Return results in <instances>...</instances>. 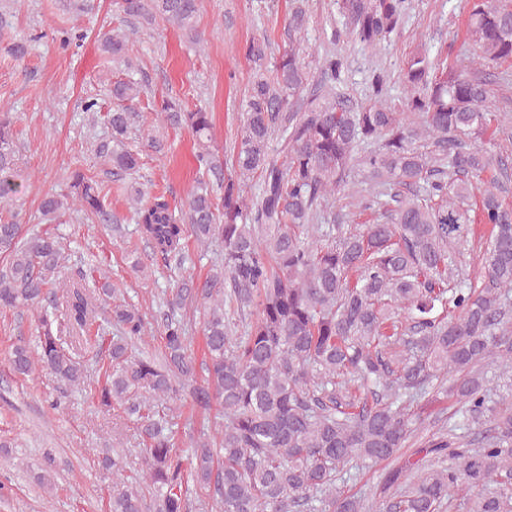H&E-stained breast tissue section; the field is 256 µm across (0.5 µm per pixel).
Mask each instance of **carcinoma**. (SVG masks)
<instances>
[{
    "label": "carcinoma",
    "mask_w": 512,
    "mask_h": 512,
    "mask_svg": "<svg viewBox=\"0 0 512 512\" xmlns=\"http://www.w3.org/2000/svg\"><path fill=\"white\" fill-rule=\"evenodd\" d=\"M118 5L198 39L199 0ZM303 5L291 0L288 32L304 27ZM332 7L375 50L401 28L409 0ZM102 46L114 62L125 56L117 35ZM468 46L473 70L411 52L398 102H388L379 69L354 107L334 91L345 65L336 51L313 73L292 43L270 63L266 42L247 41L245 56L263 72L242 103L237 180L224 178L210 114L164 100L166 124L195 138L199 176L179 217L165 196L132 188L138 232L180 267L188 237L222 246L224 257L166 298L155 355L136 352L153 335L146 313L110 302L116 289L102 276L88 286L84 274L71 279L59 236L0 216V308L38 321L35 345L13 346L12 371L76 388L96 374L99 404L123 406L140 430L139 470L126 474L115 450L99 463L112 475L110 512H194L195 501L213 512H512V159L487 139L490 129L512 139V112L485 108L486 69L512 62V0H472ZM141 89L132 78L110 89L112 135L95 155L114 178L139 168L126 139ZM15 136L0 111L1 208L24 189ZM254 177L259 191L247 197ZM69 188L46 195L42 215L74 206L122 232L101 182L75 169ZM187 311L203 329L201 382ZM93 325L106 347L80 357L66 334ZM185 398L224 411L189 464L167 406ZM377 466L370 492L351 491V470Z\"/></svg>",
    "instance_id": "cac0c4a2"
}]
</instances>
